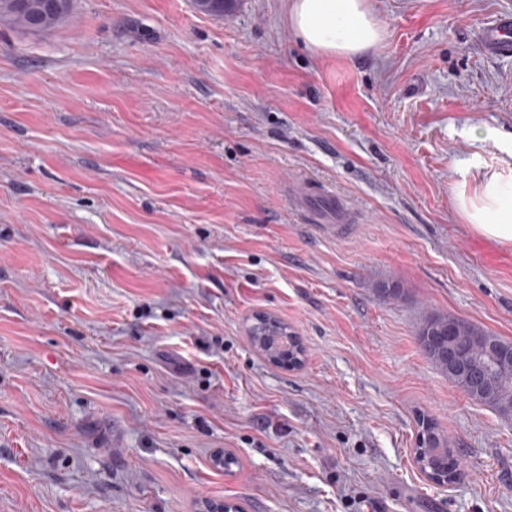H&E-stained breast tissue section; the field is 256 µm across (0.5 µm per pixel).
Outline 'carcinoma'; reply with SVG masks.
I'll use <instances>...</instances> for the list:
<instances>
[{"mask_svg": "<svg viewBox=\"0 0 512 512\" xmlns=\"http://www.w3.org/2000/svg\"><path fill=\"white\" fill-rule=\"evenodd\" d=\"M234 0H194L195 8L207 15L219 16ZM72 0H60L55 16L39 26L38 32L44 33L55 29L70 13ZM0 21L10 24L23 32H33L35 18L31 12L22 8L17 0H0ZM455 327V335L468 336L470 342L462 354V361L473 367H483L494 361L495 349L512 352V341L496 336L469 321L442 314L426 316L416 331L417 341L425 354L448 374L457 387L461 388L476 401L492 405L494 410L504 415L512 414V367L504 371V378L497 384L494 391L484 396L475 391L469 379L448 368V360L440 351V345L448 343V324ZM250 340L259 350L267 353L270 358L284 361L290 357L301 359L303 348L288 324L270 314L260 313L254 316L249 328ZM415 460L426 476L438 483H450L453 478L461 475V463L454 451L448 446V439L429 421L421 424V432L415 448Z\"/></svg>", "mask_w": 512, "mask_h": 512, "instance_id": "cac0c4a2", "label": "carcinoma"}]
</instances>
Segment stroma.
Returning a JSON list of instances; mask_svg holds the SVG:
<instances>
[{"mask_svg": "<svg viewBox=\"0 0 512 512\" xmlns=\"http://www.w3.org/2000/svg\"><path fill=\"white\" fill-rule=\"evenodd\" d=\"M368 6L384 36L350 59L287 0L0 24V512H512V418L416 339L439 313L512 341V248L456 208L512 157V56L480 35L512 0ZM421 414L454 483L415 462ZM274 332H280L285 334V336H289V361L298 359L299 363L293 366L299 365L301 363V356L303 355V348L297 336H294L293 332L288 328V324L270 314L260 313L254 316V322L249 328V337L253 345L263 353L266 352L271 359L277 358L280 359V361L288 360L286 356H279L266 347L263 336H269ZM266 353L265 355L267 356Z\"/></svg>", "mask_w": 512, "mask_h": 512, "instance_id": "35a3bbf8", "label": "stroma"}]
</instances>
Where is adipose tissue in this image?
I'll return each mask as SVG.
<instances>
[{"mask_svg": "<svg viewBox=\"0 0 512 512\" xmlns=\"http://www.w3.org/2000/svg\"><path fill=\"white\" fill-rule=\"evenodd\" d=\"M288 21L308 49L333 57L358 56L383 37L367 0H288ZM457 208L478 235L512 247V172L480 175Z\"/></svg>", "mask_w": 512, "mask_h": 512, "instance_id": "1", "label": "adipose tissue"}]
</instances>
